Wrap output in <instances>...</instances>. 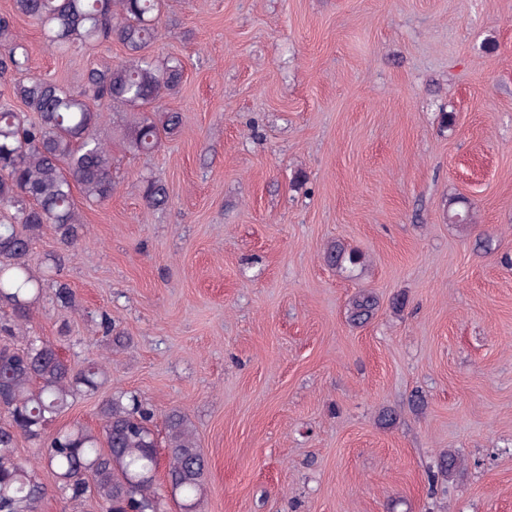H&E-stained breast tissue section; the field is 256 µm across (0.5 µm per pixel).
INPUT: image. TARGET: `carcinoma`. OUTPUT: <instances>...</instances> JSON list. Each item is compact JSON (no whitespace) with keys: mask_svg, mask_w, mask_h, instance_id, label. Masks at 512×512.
I'll return each instance as SVG.
<instances>
[{"mask_svg":"<svg viewBox=\"0 0 512 512\" xmlns=\"http://www.w3.org/2000/svg\"><path fill=\"white\" fill-rule=\"evenodd\" d=\"M13 11L42 28L47 43L63 51H89L115 39L128 58L88 71L84 86L70 90L29 73L28 53L11 21L0 18V85L24 106L0 104V309L16 326L25 324L43 293L45 278L30 263L34 235L49 226L62 245L80 239L81 214L74 198L87 203L112 197V153L96 134L106 109L129 114L121 133L128 150L146 154L180 132L174 113L158 102L183 76L179 58L156 60L162 0H13ZM143 199L150 207L167 202V191L147 179ZM448 221L472 223L461 196L448 201ZM326 260L349 277L363 266L362 255L343 243L331 245ZM376 300L369 293L349 305L353 322L369 318ZM108 378L105 365L91 360L73 372L51 343L38 337L17 348H0V512H38L48 488L38 470L21 461L18 439L45 448L41 461L64 499L93 496L106 512H165L156 490L159 442L155 413L132 392L110 395L99 405L101 426L80 423L49 432L81 395L95 392ZM168 478L180 512H197L205 459L188 419L173 411L165 417Z\"/></svg>","mask_w":512,"mask_h":512,"instance_id":"1","label":"carcinoma"}]
</instances>
